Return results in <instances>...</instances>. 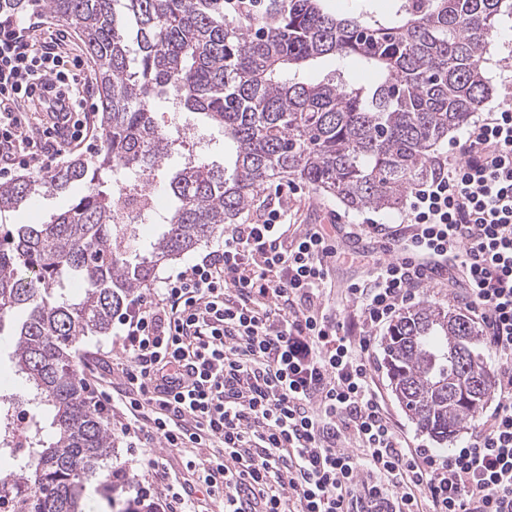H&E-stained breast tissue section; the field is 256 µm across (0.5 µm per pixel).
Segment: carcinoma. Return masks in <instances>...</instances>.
Masks as SVG:
<instances>
[{
	"label": "carcinoma",
	"mask_w": 512,
	"mask_h": 512,
	"mask_svg": "<svg viewBox=\"0 0 512 512\" xmlns=\"http://www.w3.org/2000/svg\"><path fill=\"white\" fill-rule=\"evenodd\" d=\"M124 2L135 20L127 43ZM271 0L259 16L224 14V0H0V13L49 11L73 26L96 67L102 146L46 174L0 183V213L73 183L87 191L46 224L0 234V335L14 371L41 407L29 454L0 474L8 512H85L89 481L112 461V430L77 375L73 348L104 334L158 268L235 224L272 180L295 176L348 210L393 211L434 171L431 150L463 128L492 93L487 39L512 0ZM322 57L334 76L301 81ZM375 79L359 85L353 63ZM201 114L224 136L231 165L188 153L165 183L163 232L141 248L121 224L117 176L157 177L180 136L155 121L159 101ZM83 293H68L71 283ZM17 312L23 313L14 321ZM392 393L417 426L451 442L492 385L478 331L462 311L417 305L383 343ZM480 380L461 382L460 361Z\"/></svg>",
	"instance_id": "1"
}]
</instances>
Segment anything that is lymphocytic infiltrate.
I'll return each instance as SVG.
<instances>
[{
    "mask_svg": "<svg viewBox=\"0 0 512 512\" xmlns=\"http://www.w3.org/2000/svg\"><path fill=\"white\" fill-rule=\"evenodd\" d=\"M28 28L0 21V160L39 172L91 133L85 101L68 130L30 128L18 104L39 80L71 90ZM299 186L224 242L138 295L115 317L124 358L114 394L121 431L148 481L129 483L153 512H512V103L474 121L412 191L397 224H368L387 253L327 308L341 254L322 226L300 227ZM449 274L464 286L494 356L497 403L477 438L448 454L422 449L390 417L371 339ZM184 454L168 478L165 450ZM165 482L156 489L154 479Z\"/></svg>",
    "mask_w": 512,
    "mask_h": 512,
    "instance_id": "1",
    "label": "lymphocytic infiltrate"
}]
</instances>
